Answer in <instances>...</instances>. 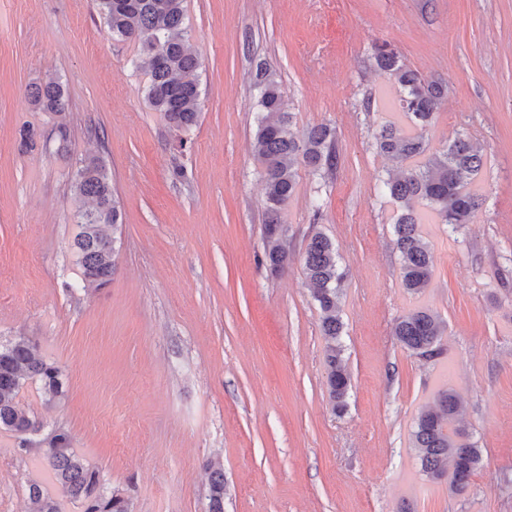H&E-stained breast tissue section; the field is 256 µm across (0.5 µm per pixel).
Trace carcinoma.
Instances as JSON below:
<instances>
[{
	"label": "carcinoma",
	"instance_id": "obj_1",
	"mask_svg": "<svg viewBox=\"0 0 512 512\" xmlns=\"http://www.w3.org/2000/svg\"><path fill=\"white\" fill-rule=\"evenodd\" d=\"M107 20L112 38L139 45L148 75L146 97L163 114L170 130L186 134L201 112L200 90L191 75L200 67L198 57L184 40L185 0H95ZM376 67L394 79L401 119L388 120L374 135L376 151L403 165L397 175L380 181L381 192L401 204L394 222V246L400 259L402 286L419 293L432 278L434 259L420 231L424 214L420 204L442 224L456 229L471 222L479 208L472 190L483 167V155L471 138L457 136L443 150L430 152L426 132L447 97L445 87L428 81L402 62L382 43L375 46ZM258 89L255 159L260 165L266 206L264 256L272 269L288 261L287 228L281 211L293 197L297 166L322 179L337 169L336 130L320 123L297 137L291 131L284 91L264 63L256 66ZM31 103L43 112L61 114L69 106L61 82L51 79L30 92ZM74 197L88 203L75 213L80 232L75 240L83 289L99 290L112 281L115 271L114 240L104 227L117 226L119 202L112 188V174L101 157L79 161L71 185ZM303 268L313 285V299L322 316L327 382L333 412L347 410L350 375L342 357L343 322L338 314L346 274L338 265L334 243L317 232L308 240ZM394 336L412 354L431 359L441 353L443 322L429 309H416L395 325ZM40 386L51 405L66 395L60 368L36 357L29 336L18 335L0 344V431L15 434L23 452L35 450L49 470L59 495L50 496L34 484L30 496L36 512H62L63 500L77 501L83 512H131L130 501L104 491L100 471L85 463L73 448L70 432L55 426L49 430L22 403L28 383ZM460 401L450 390L439 392L435 404L421 411L412 439L418 449L421 471L431 478L448 476V491L458 493L481 464V449L456 425ZM209 512H224V471L209 464Z\"/></svg>",
	"mask_w": 512,
	"mask_h": 512
}]
</instances>
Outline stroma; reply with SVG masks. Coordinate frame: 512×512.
I'll return each mask as SVG.
<instances>
[{
    "label": "stroma",
    "instance_id": "obj_1",
    "mask_svg": "<svg viewBox=\"0 0 512 512\" xmlns=\"http://www.w3.org/2000/svg\"><path fill=\"white\" fill-rule=\"evenodd\" d=\"M185 6L202 107L182 143L147 101L139 47L113 40L94 0H0V342L32 337L67 388L49 407L27 385L24 405L67 428L132 512H209L206 463L216 457L224 512H512V0ZM384 41L448 88L431 151L464 132L484 158L472 222L421 227L434 271L418 294L401 285L398 207L378 189L398 166L372 146L395 109L394 85L372 60ZM261 61L295 114L292 132L330 124L340 156L332 178L300 171L278 271L264 260L253 156ZM52 77L69 98L61 115L27 98ZM26 127L35 147L20 142ZM88 155L105 158L122 214L112 281L95 293L83 290L72 248L70 175ZM317 232L347 273L341 416L302 269ZM418 308L446 324L430 360L393 334ZM448 388L482 450L457 494L422 473L412 440L419 411ZM18 446L0 431V512H29L32 484L55 490Z\"/></svg>",
    "mask_w": 512,
    "mask_h": 512
}]
</instances>
